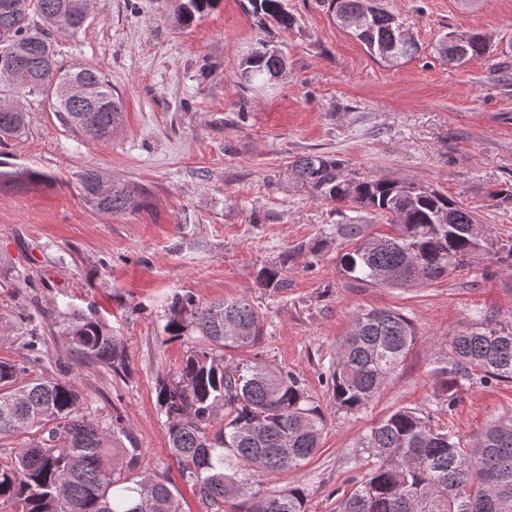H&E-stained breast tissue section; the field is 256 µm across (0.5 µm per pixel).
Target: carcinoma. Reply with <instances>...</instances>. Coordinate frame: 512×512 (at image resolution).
Instances as JSON below:
<instances>
[{
	"instance_id": "1",
	"label": "carcinoma",
	"mask_w": 512,
	"mask_h": 512,
	"mask_svg": "<svg viewBox=\"0 0 512 512\" xmlns=\"http://www.w3.org/2000/svg\"><path fill=\"white\" fill-rule=\"evenodd\" d=\"M42 14L56 17L71 33L91 19L61 10L65 0H36ZM219 0H182L176 20L190 25L196 15ZM259 27L282 29L295 24L283 0H249ZM336 19L363 17L353 36L374 58L391 50L400 59L413 56L416 44L406 37L404 21L365 0H331ZM33 25L20 14L4 17L0 10V48L18 50L17 83L11 97L44 94L58 120L77 135L104 142L123 121V108L112 83L92 65L63 69L47 35L32 37ZM465 41L467 58L488 54L486 34L473 32ZM286 67L283 53L266 47L253 52L240 79L253 91ZM75 78L90 88L92 98L73 99L64 83ZM27 112L0 111V142L20 136ZM292 170L323 202L346 204L355 212L380 214L396 233L374 236L367 225L349 218L336 233L355 242L342 255L343 269L364 284L411 288L428 284L461 269L483 243L473 232L481 225L476 209L412 183L385 177L348 178L340 163L323 155H307ZM41 183L47 176L28 169L0 171V182L17 186ZM102 173L87 168L76 187L94 209L121 214L139 208L145 190L112 183L99 192ZM285 266L263 268L262 286L278 287ZM191 317L202 345L187 351L172 379L159 383L158 402L167 417L171 455L183 478L192 483L209 512H305L299 487L264 494L254 490L261 473L297 470L317 453L324 421L301 382L285 370L260 361H227L224 350L255 346L262 336L258 312L245 298L200 305L190 296L171 303L167 332L178 337ZM72 350L112 369L126 370L121 339L93 314L73 312L62 322ZM416 330L403 314L369 309L356 315L329 374L337 406L355 412L369 405L404 363L416 342ZM455 358L435 368L455 399L456 387L479 372L486 379L512 382V326L504 329L479 322L456 337ZM16 367L0 362V441L34 427L37 443L23 446L0 472V505L21 512H181L165 479H135L111 466L108 445L121 433L120 418L108 426L82 415V400L70 382L35 379L13 385ZM224 416H219V411ZM363 447L375 458L371 472L356 481L336 504V512H512V423L488 425L464 446L416 411L403 408L386 417L364 437Z\"/></svg>"
}]
</instances>
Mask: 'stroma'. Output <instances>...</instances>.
Listing matches in <instances>:
<instances>
[{
  "label": "stroma",
  "mask_w": 512,
  "mask_h": 512,
  "mask_svg": "<svg viewBox=\"0 0 512 512\" xmlns=\"http://www.w3.org/2000/svg\"><path fill=\"white\" fill-rule=\"evenodd\" d=\"M329 2L285 0L294 27L262 31L248 0H219L187 27L175 21L180 0H96L85 30L49 34L64 66L94 65L111 82L122 124L107 142L86 140L32 94L25 133L0 145L1 167L47 177L0 187V361L16 364L20 384L70 381L87 418L120 416L122 445L141 450L136 473L166 478L183 512L207 509L169 453L157 400L159 380L198 343L193 329L165 330L178 294L249 300L263 336L226 358L291 372L324 414L309 462L258 479L267 494L302 488L306 512H335L373 464L363 437L398 409L464 438L512 418V383L468 382L451 401L434 373L475 311L512 324V260L486 249L422 287L359 284L339 263L352 246L336 232L349 209L317 200L291 171L325 155L351 177L429 187L512 242V199L489 196L512 187V0H382L419 47L396 66L339 28ZM473 30L490 36L491 53L447 64L439 40ZM261 40L285 54L287 70L256 93L239 72ZM86 167L145 188V204L123 215L92 209L76 189ZM282 261L283 287H261L260 269ZM372 308L405 315L418 340L372 403L346 412L326 377L354 316ZM75 310L120 336L125 373L71 354L60 320Z\"/></svg>",
  "instance_id": "stroma-1"
}]
</instances>
